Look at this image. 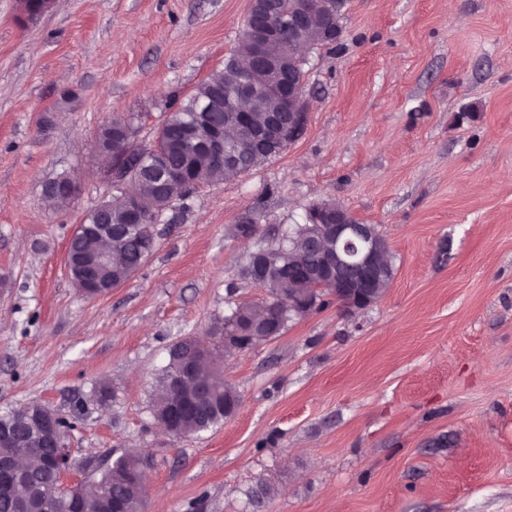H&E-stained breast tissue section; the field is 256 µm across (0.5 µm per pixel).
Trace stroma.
Returning a JSON list of instances; mask_svg holds the SVG:
<instances>
[{
	"instance_id": "1",
	"label": "stroma",
	"mask_w": 512,
	"mask_h": 512,
	"mask_svg": "<svg viewBox=\"0 0 512 512\" xmlns=\"http://www.w3.org/2000/svg\"><path fill=\"white\" fill-rule=\"evenodd\" d=\"M250 3L53 0L30 19L0 0V409L75 421L73 484L145 456L144 512H512V0H347L340 39L304 53L302 134L174 199L121 287L71 282L67 242L109 190L98 128L134 114L151 140ZM63 171L81 189L61 210L43 184ZM324 201L376 226L391 287L352 312L322 294L224 354L236 414L168 436L152 404L171 346L264 301L248 253Z\"/></svg>"
}]
</instances>
